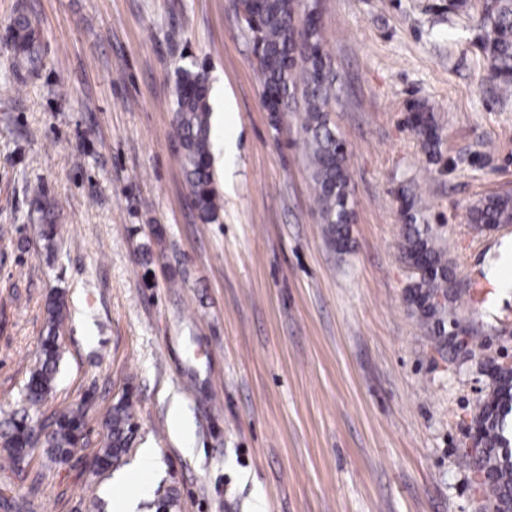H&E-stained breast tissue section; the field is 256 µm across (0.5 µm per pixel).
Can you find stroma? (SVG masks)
Segmentation results:
<instances>
[{
  "mask_svg": "<svg viewBox=\"0 0 512 512\" xmlns=\"http://www.w3.org/2000/svg\"><path fill=\"white\" fill-rule=\"evenodd\" d=\"M485 0H321L336 75L330 114L350 151L351 248L327 242L299 113L273 119L233 0H0V419L22 405L63 294L60 366L42 416L89 406L90 434L59 465L42 452L0 495L22 512H87L144 446L155 512H485L463 462L490 362L512 364V224L468 211L512 193V96L479 51ZM44 66L13 69L17 13ZM206 66L220 223H202L174 148L177 72ZM430 112L423 152L407 122ZM46 194L47 244L35 199ZM442 236L463 285L466 351L432 341L407 302L403 210ZM131 392L137 431L116 470L85 461ZM192 424L185 453L171 424ZM410 111L418 114L416 123L411 128L420 138L423 149L430 157L437 156L440 139L432 117L416 107H413Z\"/></svg>",
  "mask_w": 512,
  "mask_h": 512,
  "instance_id": "35a3bbf8",
  "label": "stroma"
}]
</instances>
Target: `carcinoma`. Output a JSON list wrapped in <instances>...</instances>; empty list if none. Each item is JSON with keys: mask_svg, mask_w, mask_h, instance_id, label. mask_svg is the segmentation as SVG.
<instances>
[{"mask_svg": "<svg viewBox=\"0 0 512 512\" xmlns=\"http://www.w3.org/2000/svg\"><path fill=\"white\" fill-rule=\"evenodd\" d=\"M291 20L287 0H262L253 21L243 25L259 57L258 73L262 85L263 106L268 112H298L307 162L311 172L315 202L321 223L332 245L346 249L350 243L351 196L350 157L330 119L336 101V77L324 49L322 28L305 35L309 47H288L286 31ZM483 29L480 48L489 61L490 76L512 87V0H490L481 17ZM10 43L16 66L31 74L40 71L43 56L40 38L26 16L20 15L10 26ZM210 87L207 71L181 69L178 72L173 116V134L190 201L205 224L218 223L223 205L214 187L211 167L212 129ZM417 113L412 130L420 138L429 156L438 155L439 135L431 116ZM474 224H512V193L488 195L469 211ZM403 257L422 270L408 289V301L420 319L430 325L440 346L454 347L447 337V313L459 290L447 251L441 248L429 224L418 223L414 214L406 216ZM48 324L41 340L39 361L25 384L24 404L0 421V449L6 463L18 474L22 464L38 448L60 463L73 449L84 444L87 435V408L78 406L44 421L40 408L55 388L58 372L57 336L66 319V303L55 295L47 302ZM492 389L479 401L474 426L481 445L472 457L482 473V489L492 512H512V367L499 364L492 372ZM105 442L94 455L95 471H104L127 454L136 430L133 402L119 399L101 422Z\"/></svg>", "mask_w": 512, "mask_h": 512, "instance_id": "cac0c4a2", "label": "carcinoma"}]
</instances>
